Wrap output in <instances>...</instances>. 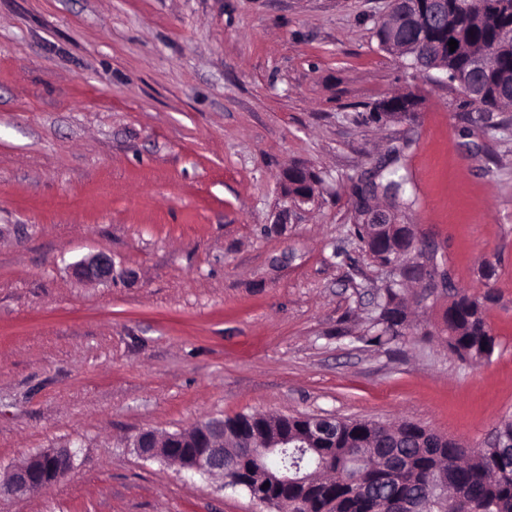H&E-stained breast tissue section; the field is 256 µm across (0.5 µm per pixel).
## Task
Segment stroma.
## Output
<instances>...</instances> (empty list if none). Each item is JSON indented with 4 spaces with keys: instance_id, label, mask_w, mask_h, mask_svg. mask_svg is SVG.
Instances as JSON below:
<instances>
[{
    "instance_id": "35a3bbf8",
    "label": "stroma",
    "mask_w": 512,
    "mask_h": 512,
    "mask_svg": "<svg viewBox=\"0 0 512 512\" xmlns=\"http://www.w3.org/2000/svg\"><path fill=\"white\" fill-rule=\"evenodd\" d=\"M390 0H0V472L74 467L0 512H271L127 440L211 416L413 421L472 448L512 418V112L384 51ZM413 93L412 119L356 113ZM403 147L422 240L488 297L478 364L440 333L360 341L377 276L351 185ZM319 172L295 208L282 170ZM104 251L120 275L79 282ZM495 269L482 275L484 265ZM69 448H48L12 466L0 477V496H24L43 488L49 462L57 464L58 474H67L74 461V453Z\"/></svg>"
}]
</instances>
